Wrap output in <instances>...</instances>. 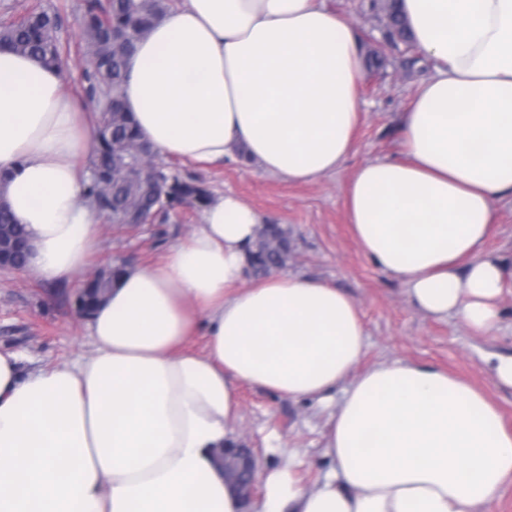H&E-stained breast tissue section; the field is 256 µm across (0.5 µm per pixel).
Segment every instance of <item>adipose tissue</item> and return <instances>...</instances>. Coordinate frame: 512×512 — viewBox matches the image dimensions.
Wrapping results in <instances>:
<instances>
[{
	"label": "adipose tissue",
	"instance_id": "obj_1",
	"mask_svg": "<svg viewBox=\"0 0 512 512\" xmlns=\"http://www.w3.org/2000/svg\"><path fill=\"white\" fill-rule=\"evenodd\" d=\"M435 63L402 124L403 160L346 185L362 252L436 318L492 332L506 272L486 249L512 196V0H401ZM364 70L355 27L322 0H185L138 42L121 99L161 153L201 167L246 154L313 182L356 147ZM91 146L61 67L0 49V197L28 231L27 273L84 270L101 249L84 198ZM259 212L211 197L157 265L126 267L89 321L93 350L21 374L0 351V512H244L214 463L234 439L240 385L342 401L332 473L261 474L259 512H481L512 476V433L483 392L429 365L365 371L360 312L324 281L273 273L243 292ZM202 332L206 351L184 349Z\"/></svg>",
	"mask_w": 512,
	"mask_h": 512
}]
</instances>
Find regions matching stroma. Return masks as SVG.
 <instances>
[{"mask_svg":"<svg viewBox=\"0 0 512 512\" xmlns=\"http://www.w3.org/2000/svg\"><path fill=\"white\" fill-rule=\"evenodd\" d=\"M81 0H0V21L32 7L54 10L61 17L59 38L64 54L65 87L79 96L87 65L82 45ZM326 6L356 27L361 37L365 79L361 115L355 132L357 149L335 173L310 183H291L265 173L256 162H229L201 168L163 157L172 173L191 174L210 191H230L262 216L289 232L291 274L324 280L345 291L357 305L367 332L361 368L393 359L433 365L482 390L500 409L512 431V387L501 384L484 358L512 356V285L497 302L499 321L489 334L467 327L455 315L434 319L419 313L395 278L381 272L360 250L346 219L345 186L359 165L370 159L403 156L400 119L432 73L429 60L413 61L404 47L383 43V19L369 10V0H325ZM385 62L375 67V53ZM202 221L201 211L183 209L165 223L141 224L117 231L101 224V251L91 269L116 262H159L174 244L186 240ZM85 279L47 283L20 271L0 272V346L21 353L25 368H50L88 355L91 338L86 319L73 306ZM235 439L252 449L259 469L281 466L295 456L296 474L314 486L330 463L324 454L328 411L314 400H296L262 388L239 387Z\"/></svg>","mask_w":512,"mask_h":512,"instance_id":"1","label":"stroma"}]
</instances>
